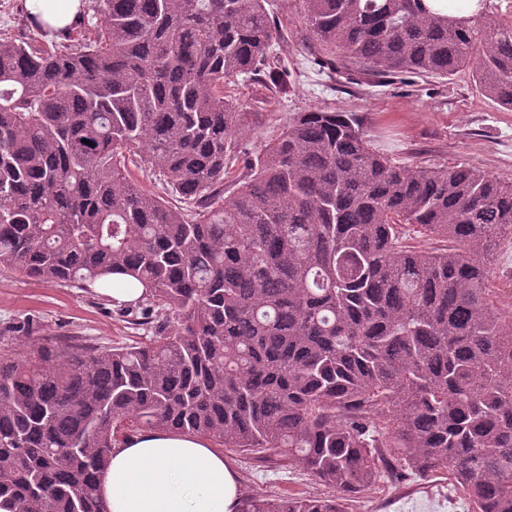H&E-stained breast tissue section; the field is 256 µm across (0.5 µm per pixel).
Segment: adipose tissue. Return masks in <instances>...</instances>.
I'll list each match as a JSON object with an SVG mask.
<instances>
[{
  "instance_id": "1",
  "label": "adipose tissue",
  "mask_w": 512,
  "mask_h": 512,
  "mask_svg": "<svg viewBox=\"0 0 512 512\" xmlns=\"http://www.w3.org/2000/svg\"><path fill=\"white\" fill-rule=\"evenodd\" d=\"M108 512H238L237 478L204 438L140 432L116 444L97 479Z\"/></svg>"
}]
</instances>
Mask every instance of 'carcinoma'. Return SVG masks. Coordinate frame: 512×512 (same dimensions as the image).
I'll list each match as a JSON object with an SVG mask.
<instances>
[{
  "instance_id": "carcinoma-1",
  "label": "carcinoma",
  "mask_w": 512,
  "mask_h": 512,
  "mask_svg": "<svg viewBox=\"0 0 512 512\" xmlns=\"http://www.w3.org/2000/svg\"><path fill=\"white\" fill-rule=\"evenodd\" d=\"M268 0H92L97 39L0 33V269L145 293L140 346L44 336L0 354V512H107L97 476L134 431L273 451L332 491L239 512H348L377 483L448 475L469 512H512V310L490 265L512 182L402 165L313 109L238 157L224 84L289 73ZM324 45L387 76L466 68L512 111V18L424 0H303ZM90 144L83 143V140ZM166 182L179 207L131 168ZM417 227L444 246L406 245ZM427 6L437 14L453 17H477L482 11L478 0H425ZM131 285L130 288H123L124 285ZM106 295L111 296L118 301H132L140 297L144 288L134 280L126 276H112V288H97Z\"/></svg>"
}]
</instances>
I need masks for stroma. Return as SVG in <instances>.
Instances as JSON below:
<instances>
[{
  "instance_id": "stroma-1",
  "label": "stroma",
  "mask_w": 512,
  "mask_h": 512,
  "mask_svg": "<svg viewBox=\"0 0 512 512\" xmlns=\"http://www.w3.org/2000/svg\"><path fill=\"white\" fill-rule=\"evenodd\" d=\"M277 28L272 52L291 73L286 91L267 90L241 76L229 84L243 113L239 145L261 151L295 113L330 109L353 115L372 147L399 164L467 167L512 181V111L487 98L471 69L447 78L408 75L400 80L364 70L342 52L308 34L302 0H269ZM326 59L334 68L323 67ZM491 285L499 306L512 308V239L494 251ZM41 336H78L104 347L148 343L153 333L131 325L111 302L70 285L44 284L0 270V351L17 353ZM242 493L266 497L322 494L300 466L262 463L225 450ZM350 512H465L461 492L447 476L410 477L397 485L381 480Z\"/></svg>"
}]
</instances>
